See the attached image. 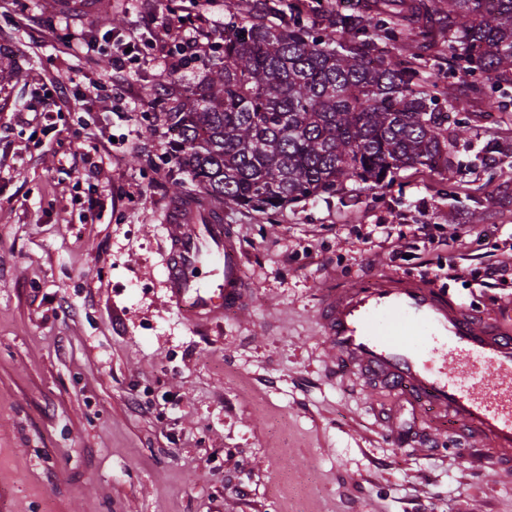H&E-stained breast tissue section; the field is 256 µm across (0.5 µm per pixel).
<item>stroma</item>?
I'll list each match as a JSON object with an SVG mask.
<instances>
[{
	"instance_id": "35a3bbf8",
	"label": "stroma",
	"mask_w": 512,
	"mask_h": 512,
	"mask_svg": "<svg viewBox=\"0 0 512 512\" xmlns=\"http://www.w3.org/2000/svg\"><path fill=\"white\" fill-rule=\"evenodd\" d=\"M166 0H112L116 26L69 0H0V512H512V456L426 403L401 409L337 362L315 317L327 283L433 276L512 323V155L494 170H400L277 212L224 207L254 302L195 326L165 285L162 228L197 193L154 115L165 85L143 43ZM368 0H201L202 50L224 25L298 14L326 26ZM95 42L85 57L65 30ZM126 96L111 92L113 44ZM461 99L468 147L512 141L448 58L423 64ZM69 90L45 122L42 93ZM97 146L91 163L77 144ZM390 225L382 233L381 225Z\"/></svg>"
}]
</instances>
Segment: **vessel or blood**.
Returning <instances> with one entry per match:
<instances>
[{"instance_id": "b4317fda", "label": "vessel or blood", "mask_w": 512, "mask_h": 512, "mask_svg": "<svg viewBox=\"0 0 512 512\" xmlns=\"http://www.w3.org/2000/svg\"><path fill=\"white\" fill-rule=\"evenodd\" d=\"M164 230L171 244L165 283L184 317L245 316L251 281L221 207L177 200ZM317 320L338 360L387 391L451 413L477 439L512 448V324L473 316L431 284L394 276L322 287Z\"/></svg>"}]
</instances>
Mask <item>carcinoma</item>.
<instances>
[{"label":"carcinoma","mask_w":512,"mask_h":512,"mask_svg":"<svg viewBox=\"0 0 512 512\" xmlns=\"http://www.w3.org/2000/svg\"><path fill=\"white\" fill-rule=\"evenodd\" d=\"M224 38L201 81L159 113L181 151V168L214 199L277 211L346 183L379 184L398 170L461 166L450 150L468 121L448 122L461 102L405 72L415 63L378 52L373 38L451 51L448 71L473 77L491 110L512 101V0H372L369 14H342L323 28L262 17ZM512 143L475 156L492 170Z\"/></svg>","instance_id":"cac0c4a2"}]
</instances>
